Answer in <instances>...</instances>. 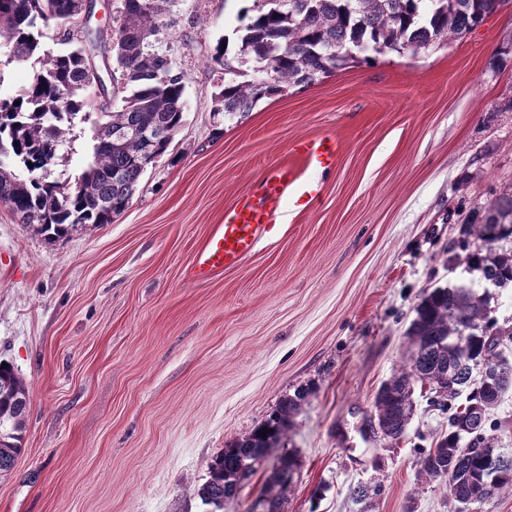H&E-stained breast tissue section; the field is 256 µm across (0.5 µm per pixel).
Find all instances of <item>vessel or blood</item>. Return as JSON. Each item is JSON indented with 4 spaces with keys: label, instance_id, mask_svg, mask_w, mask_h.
<instances>
[{
    "label": "vessel or blood",
    "instance_id": "obj_1",
    "mask_svg": "<svg viewBox=\"0 0 512 512\" xmlns=\"http://www.w3.org/2000/svg\"><path fill=\"white\" fill-rule=\"evenodd\" d=\"M295 154L325 168L336 158L337 143L328 137L306 141L296 147ZM293 179V166H284L275 177L264 182L258 199H244L225 212L223 224L215 228L197 253L194 270L199 280H208L216 273L236 267L255 252L262 234L271 230Z\"/></svg>",
    "mask_w": 512,
    "mask_h": 512
}]
</instances>
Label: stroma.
I'll list each match as a JSON object with an SVG mask.
<instances>
[{
  "label": "stroma",
  "mask_w": 512,
  "mask_h": 512,
  "mask_svg": "<svg viewBox=\"0 0 512 512\" xmlns=\"http://www.w3.org/2000/svg\"><path fill=\"white\" fill-rule=\"evenodd\" d=\"M248 4L177 0L186 119L112 223L48 241L0 206V361L31 397L0 512H206L212 458L298 390L287 435L223 512H261L285 455L282 512H357L361 483L383 487L372 512H454L419 465L447 412L416 396L396 442L370 419L424 294L474 279L448 263L461 226L512 194V0L448 45L374 55L228 121L208 60ZM324 136L334 166L301 172L317 196L289 189L274 237L191 280L225 210ZM92 148L76 125L52 178H78Z\"/></svg>",
  "instance_id": "1"
}]
</instances>
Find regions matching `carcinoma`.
<instances>
[{
    "mask_svg": "<svg viewBox=\"0 0 512 512\" xmlns=\"http://www.w3.org/2000/svg\"><path fill=\"white\" fill-rule=\"evenodd\" d=\"M174 0H118L112 52L97 65L76 37L72 0H0V43L13 60H37L32 75L13 94H0V204L51 240L78 226L110 224L123 213L147 168L167 151L185 121L187 75L171 53ZM500 0H252L234 28L233 49L217 45L214 64L224 83L212 94L213 115L230 119L292 85H308L346 69L370 53L417 55L448 43L484 22ZM67 32L65 48L43 49L38 28ZM252 64L260 76L244 78ZM120 97V108L96 111L86 91ZM20 105H14V102ZM93 130V155L77 181H50L76 122ZM457 247L466 252L478 282L512 290V194L490 203L463 226ZM407 336L408 364L378 390L374 418L383 438L400 440L415 416L416 386H429L448 407V436L420 460L431 479L453 476L454 507L484 491L488 500L512 493V457L499 459L489 421L512 391V367L492 385L481 368L510 363L502 350L512 327L490 317L489 298L466 284L438 287L417 305ZM463 404L447 406L460 396ZM305 394L295 393L248 435L227 446L210 464L197 489L202 504L222 508L235 496L237 475L251 459L268 453L286 436ZM27 383L12 365L0 367V476L24 453L30 409ZM267 436H261V432ZM295 459L284 456L267 482L269 512H280L287 484L281 473ZM379 485H358L359 504L381 496Z\"/></svg>",
    "mask_w": 512,
    "mask_h": 512,
    "instance_id": "1",
    "label": "carcinoma"
}]
</instances>
